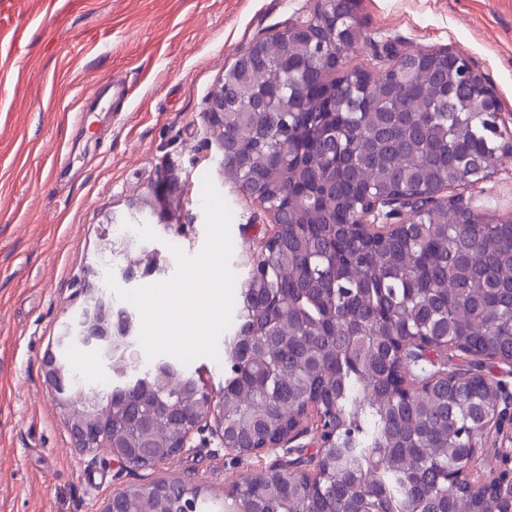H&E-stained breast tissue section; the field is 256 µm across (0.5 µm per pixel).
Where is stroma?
Returning a JSON list of instances; mask_svg holds the SVG:
<instances>
[{"label":"stroma","instance_id":"1","mask_svg":"<svg viewBox=\"0 0 512 512\" xmlns=\"http://www.w3.org/2000/svg\"><path fill=\"white\" fill-rule=\"evenodd\" d=\"M317 0H0V512H102L114 492L180 481L208 496L275 460L198 445L156 470L91 458L74 444L43 363L82 307L107 235L172 162L182 172V227H139L167 259L206 239L211 179L232 213L230 267L247 272L273 226L215 162L206 101L256 38L310 18ZM368 36L357 57L378 62L448 48L498 95L512 134V0H356ZM132 84L123 103L112 86ZM478 210L512 214V153L491 178L461 186Z\"/></svg>","mask_w":512,"mask_h":512}]
</instances>
